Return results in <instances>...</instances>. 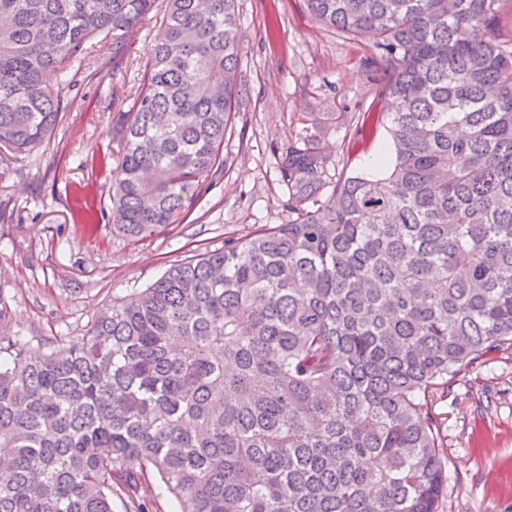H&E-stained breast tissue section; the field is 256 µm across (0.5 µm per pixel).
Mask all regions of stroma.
<instances>
[{"label": "stroma", "mask_w": 512, "mask_h": 512, "mask_svg": "<svg viewBox=\"0 0 512 512\" xmlns=\"http://www.w3.org/2000/svg\"><path fill=\"white\" fill-rule=\"evenodd\" d=\"M245 34L242 97L224 137V168L187 201L184 221L134 242L112 233V116L127 107L157 27L147 18L112 64L111 38L67 77L62 119L26 162L0 164V303L30 353L78 335L113 298L146 288L170 265L287 223L278 147L315 125L340 173L373 175L385 130L353 142L352 120L374 102L381 70L364 41L316 22L304 0H237ZM448 491L439 512H512V350L456 377L444 401Z\"/></svg>", "instance_id": "35a3bbf8"}]
</instances>
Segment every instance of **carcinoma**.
<instances>
[{
    "label": "carcinoma",
    "instance_id": "cac0c4a2",
    "mask_svg": "<svg viewBox=\"0 0 512 512\" xmlns=\"http://www.w3.org/2000/svg\"><path fill=\"white\" fill-rule=\"evenodd\" d=\"M156 0H0V163L60 121L51 76L120 50ZM112 123V231L181 222L241 93L236 0H164ZM385 66L381 176L318 127L278 152L295 218L114 298L39 358L0 305V512H114L156 480L178 512H438L448 384L512 348V50L503 0H305Z\"/></svg>",
    "mask_w": 512,
    "mask_h": 512
}]
</instances>
